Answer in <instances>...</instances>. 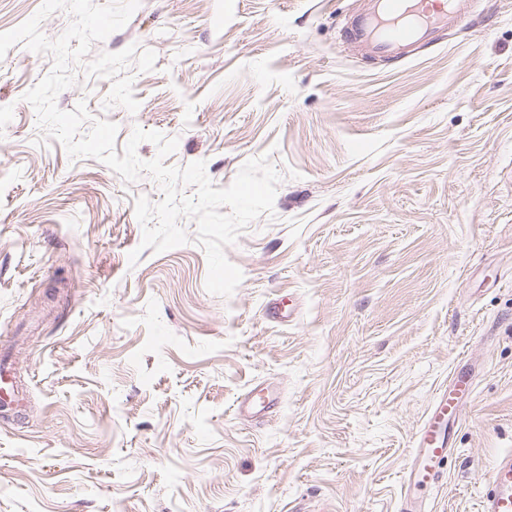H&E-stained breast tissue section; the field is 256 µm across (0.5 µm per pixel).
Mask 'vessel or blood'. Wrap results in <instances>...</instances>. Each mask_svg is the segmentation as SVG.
Returning <instances> with one entry per match:
<instances>
[{
  "label": "vessel or blood",
  "mask_w": 512,
  "mask_h": 512,
  "mask_svg": "<svg viewBox=\"0 0 512 512\" xmlns=\"http://www.w3.org/2000/svg\"><path fill=\"white\" fill-rule=\"evenodd\" d=\"M467 0H368L363 13L347 26L351 44L366 53L405 61L419 45L433 43L436 34L460 28ZM473 374H452L447 387L437 393L409 454L401 512H418V495L444 478L443 460L451 452L450 430L458 424L464 407L462 393L471 392ZM480 512H512V452L496 457L490 482L479 501Z\"/></svg>",
  "instance_id": "obj_1"
}]
</instances>
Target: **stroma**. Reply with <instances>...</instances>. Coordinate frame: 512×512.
Returning <instances> with one entry per match:
<instances>
[{
    "label": "stroma",
    "instance_id": "stroma-1",
    "mask_svg": "<svg viewBox=\"0 0 512 512\" xmlns=\"http://www.w3.org/2000/svg\"><path fill=\"white\" fill-rule=\"evenodd\" d=\"M363 0H140L92 54L129 46L136 112L73 64L59 109L178 138L165 165L229 186L268 156L273 215L226 247L210 294L187 244L140 250L163 198L70 159L25 93L53 58H0V512H399L402 476L458 366L476 386L425 512H477L512 450V0H474L406 62L340 29ZM140 250L137 263L128 255ZM265 388L273 411L239 414ZM19 392L17 387L15 389V376L12 372L11 366L4 364L1 367L0 364V404L11 405L16 404L18 406Z\"/></svg>",
    "mask_w": 512,
    "mask_h": 512
}]
</instances>
